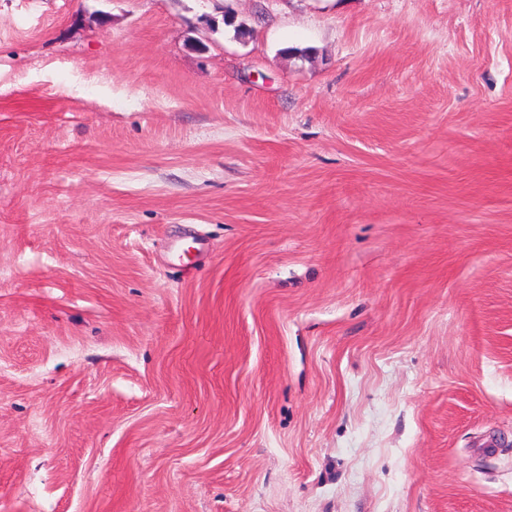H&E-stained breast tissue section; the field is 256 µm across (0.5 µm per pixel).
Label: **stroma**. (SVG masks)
Returning <instances> with one entry per match:
<instances>
[{
  "label": "stroma",
  "instance_id": "35a3bbf8",
  "mask_svg": "<svg viewBox=\"0 0 512 512\" xmlns=\"http://www.w3.org/2000/svg\"><path fill=\"white\" fill-rule=\"evenodd\" d=\"M0 512H512V0H0Z\"/></svg>",
  "mask_w": 512,
  "mask_h": 512
}]
</instances>
